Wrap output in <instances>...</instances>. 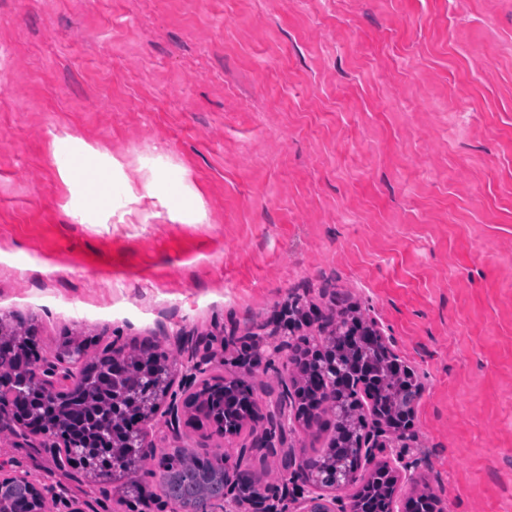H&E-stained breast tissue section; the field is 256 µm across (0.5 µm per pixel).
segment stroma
Here are the masks:
<instances>
[{
	"label": "stroma",
	"instance_id": "1",
	"mask_svg": "<svg viewBox=\"0 0 512 512\" xmlns=\"http://www.w3.org/2000/svg\"><path fill=\"white\" fill-rule=\"evenodd\" d=\"M66 137L168 201L83 223ZM296 298L393 338L422 387L402 453L446 512H512V0H0V319L49 359L191 334L240 377L225 336ZM18 474L47 512H126L0 436Z\"/></svg>",
	"mask_w": 512,
	"mask_h": 512
}]
</instances>
